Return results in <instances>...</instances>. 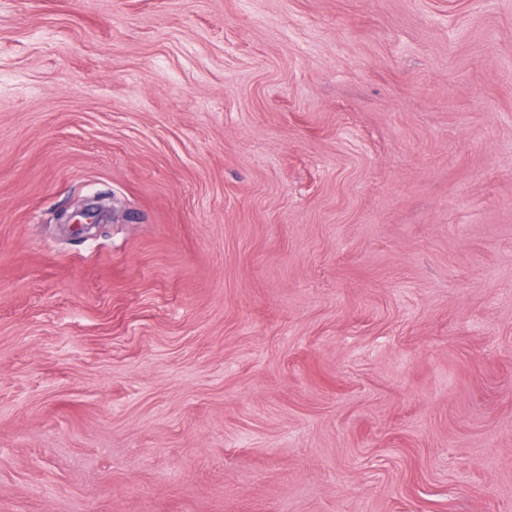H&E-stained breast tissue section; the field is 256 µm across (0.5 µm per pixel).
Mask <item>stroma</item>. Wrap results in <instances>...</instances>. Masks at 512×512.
<instances>
[{"label":"stroma","mask_w":512,"mask_h":512,"mask_svg":"<svg viewBox=\"0 0 512 512\" xmlns=\"http://www.w3.org/2000/svg\"><path fill=\"white\" fill-rule=\"evenodd\" d=\"M0 512H512V0H0ZM110 210L99 199L85 200L71 213H61L57 216L60 225L77 226L78 230L90 234L91 231L103 224Z\"/></svg>","instance_id":"obj_1"}]
</instances>
